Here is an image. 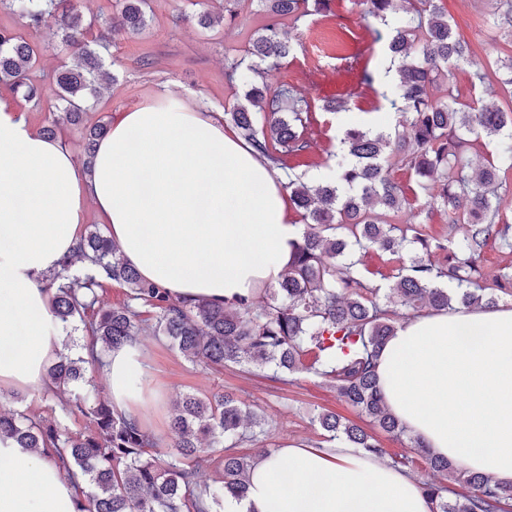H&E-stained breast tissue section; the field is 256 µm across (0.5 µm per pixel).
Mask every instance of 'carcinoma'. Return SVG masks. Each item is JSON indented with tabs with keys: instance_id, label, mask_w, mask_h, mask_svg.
Returning a JSON list of instances; mask_svg holds the SVG:
<instances>
[{
	"instance_id": "cac0c4a2",
	"label": "carcinoma",
	"mask_w": 512,
	"mask_h": 512,
	"mask_svg": "<svg viewBox=\"0 0 512 512\" xmlns=\"http://www.w3.org/2000/svg\"><path fill=\"white\" fill-rule=\"evenodd\" d=\"M268 17L252 40L257 63L231 60L225 79L246 86L243 101L227 113L239 135L288 179V203L305 221L302 241L281 279L251 299L230 304L207 300L185 303L145 281L120 258L118 248L93 224L81 236L74 256L103 269L105 278L128 289L118 307L100 304V277L72 272V258L49 279L56 289L53 314L64 324L79 321L87 331L89 356L64 354L48 368L51 387L63 410L79 412L91 428L73 431L22 412L0 410V441L39 450L80 472L85 491L76 512H224V498L241 499L251 456L232 452L248 439L261 442L264 420L229 393L206 397L188 393L173 403L168 419L172 441L162 447L138 421L112 410L86 377V365H101L113 348L151 334L166 339L185 359L204 366L229 364L273 369L292 375L305 356L306 370L327 379L343 401L382 432L405 435L388 410L376 384L380 348L395 334L397 320L424 310L457 306L493 307L512 297V266L486 271L482 255L489 241L512 250V223L504 217L501 170L512 169V104L507 108L479 101L459 103L441 84L451 70L469 65L483 82L484 65L472 60L470 45L457 36L441 0H357L364 20L387 29V53L395 67L390 105L405 117L408 135L358 125L346 127L336 156V176L308 183L296 173L311 148L308 114L287 89L272 87L270 76L295 53L297 39L280 20L298 22L314 11L330 12L332 0H259ZM506 38L507 52L497 59L512 87V0H488ZM148 0H118L117 14L105 18L113 31L140 34L149 25ZM17 13L28 33L45 19H55L58 53L64 55L50 81L40 76L41 47L13 29L0 28V83L27 103L54 100L62 120L76 125L94 107L102 86L114 76L105 68L104 36L92 34L79 0H0V13ZM108 131L94 124L83 134L91 168L98 142ZM497 143L499 164L469 166L463 147L470 139ZM395 166L417 176L427 196L425 206L448 212V231L425 232L426 225L395 224L405 190L391 176ZM377 250L397 262L393 282L383 288L359 277L358 254ZM445 254L442 263L431 256ZM324 441L344 440L385 457L372 435L333 414L314 417ZM208 457L219 469L203 479L200 461ZM443 475L452 486L423 482L432 512H499L512 492L469 472L450 459L428 454L416 440L392 458L412 470L417 461Z\"/></svg>"
}]
</instances>
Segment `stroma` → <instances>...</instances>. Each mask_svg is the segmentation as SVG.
I'll use <instances>...</instances> for the list:
<instances>
[{"label": "stroma", "instance_id": "stroma-1", "mask_svg": "<svg viewBox=\"0 0 512 512\" xmlns=\"http://www.w3.org/2000/svg\"><path fill=\"white\" fill-rule=\"evenodd\" d=\"M234 10V20L211 30L200 28L191 0H151L150 24L140 34L111 36L112 84L102 90L99 102L88 112L86 124H112L120 112L152 102L170 91L201 109L225 113L244 95L242 85L224 78L227 60L246 57L250 41L265 22L256 0H221ZM457 32L471 45L477 60L487 61L499 39L485 0H443ZM300 45L295 54L274 72L272 83L291 90L296 100L309 104L310 151L299 171L303 176L331 172L339 138L346 124L391 127L399 116L384 94L385 42L368 27L355 0H334L328 16L308 14L296 24ZM375 75L373 84L361 81L363 69ZM449 82L459 102L474 97L500 104L505 100L497 75L488 73L484 84L472 85L465 70H453ZM340 92L350 93L346 112L324 111L325 100ZM0 104L21 115L33 130L55 125L56 137L73 152L77 165H84V140L80 128L57 123L48 106L20 100L7 85L0 84ZM142 344L154 380L168 402L185 393L204 396L218 391L235 395L263 414L268 422L264 447L275 449L289 443L322 440L321 429L312 416L332 412L358 421L355 408L338 398L335 390L313 374L301 372L292 382L282 383L271 373L248 372L235 366L202 368L185 360L165 341L151 336ZM0 406L17 412L37 414L82 429V416L62 411L60 404L39 395L6 394Z\"/></svg>", "mask_w": 512, "mask_h": 512}]
</instances>
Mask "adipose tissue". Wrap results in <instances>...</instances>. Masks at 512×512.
<instances>
[{"label":"adipose tissue","instance_id":"1","mask_svg":"<svg viewBox=\"0 0 512 512\" xmlns=\"http://www.w3.org/2000/svg\"><path fill=\"white\" fill-rule=\"evenodd\" d=\"M94 205L125 262L173 295L232 303L276 283L303 232L253 147L177 95L121 113L83 174L59 140L0 104V395L44 392L67 336L41 280L73 254ZM376 373L406 431L435 456L512 487V306L426 312L401 323ZM114 411L151 425L164 395L140 340L100 371ZM80 479L0 444V512H76ZM224 512H431L406 469L362 449L288 444L258 455Z\"/></svg>","mask_w":512,"mask_h":512}]
</instances>
